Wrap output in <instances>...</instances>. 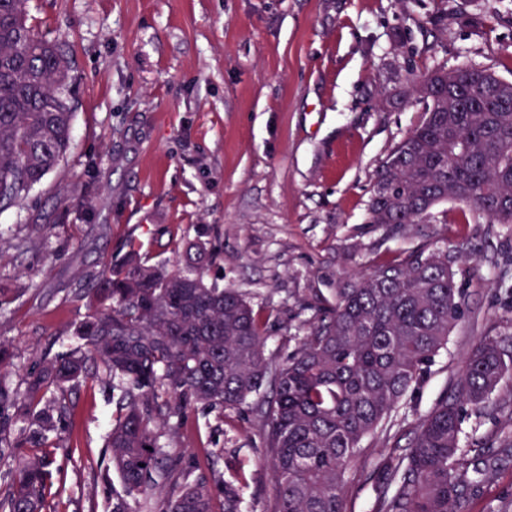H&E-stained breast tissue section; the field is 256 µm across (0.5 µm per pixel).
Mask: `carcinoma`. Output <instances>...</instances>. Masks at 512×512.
I'll use <instances>...</instances> for the list:
<instances>
[{
	"label": "carcinoma",
	"instance_id": "cac0c4a2",
	"mask_svg": "<svg viewBox=\"0 0 512 512\" xmlns=\"http://www.w3.org/2000/svg\"><path fill=\"white\" fill-rule=\"evenodd\" d=\"M409 102L425 118L389 152L371 190L369 223L400 230L442 202L489 224L512 225V82L487 68L407 72ZM67 52L28 25V0H0V212L57 168L75 113ZM74 296L85 314L69 352L35 359L22 384L0 372V462L15 463L0 512H52L57 451L88 381L119 389L108 436L123 495L112 512H242L240 487L166 451L190 415H256L272 471L273 512H345L346 473L373 433L415 392L464 315L448 253L420 248L362 271L336 302H303L304 336L280 362L272 328L232 288L202 273H169L129 250ZM512 371L490 337L471 350L452 391L419 421L406 448L376 463L373 512H460L491 483L512 443L462 446L464 424Z\"/></svg>",
	"mask_w": 512,
	"mask_h": 512
}]
</instances>
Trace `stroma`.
<instances>
[{
	"mask_svg": "<svg viewBox=\"0 0 512 512\" xmlns=\"http://www.w3.org/2000/svg\"><path fill=\"white\" fill-rule=\"evenodd\" d=\"M29 22L66 48L76 113L58 168L0 213L7 371L20 379L32 347L75 345L74 284L133 248L181 274L195 270L187 244L213 252L207 283L299 336L297 300L335 301L353 274L413 247L446 251L468 313L346 475V512H370L379 455L408 446L473 346L491 332L512 355V231L451 202L400 232L367 221L377 167L423 119L405 100L407 64L469 62L512 81V0H30ZM43 223L52 236L27 247ZM111 425V403L81 387L59 512H106ZM190 426L187 455L223 446L213 469L239 475L247 512H272L257 421L228 410ZM465 431L469 448L512 437V374ZM510 501L512 458L461 512Z\"/></svg>",
	"mask_w": 512,
	"mask_h": 512,
	"instance_id": "35a3bbf8",
	"label": "stroma"
}]
</instances>
